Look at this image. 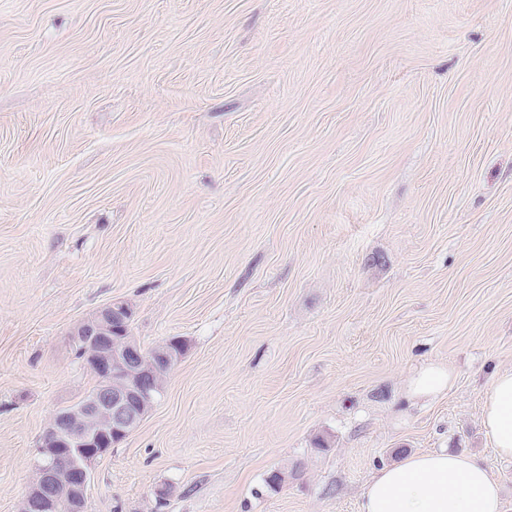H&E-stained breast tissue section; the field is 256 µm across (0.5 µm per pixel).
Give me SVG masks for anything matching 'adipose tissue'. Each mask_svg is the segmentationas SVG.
<instances>
[{
    "label": "adipose tissue",
    "instance_id": "ef3b65f1",
    "mask_svg": "<svg viewBox=\"0 0 512 512\" xmlns=\"http://www.w3.org/2000/svg\"><path fill=\"white\" fill-rule=\"evenodd\" d=\"M481 423L496 453L512 459V369L495 373ZM360 512H502L500 484L473 457L446 450L410 454L367 481Z\"/></svg>",
    "mask_w": 512,
    "mask_h": 512
}]
</instances>
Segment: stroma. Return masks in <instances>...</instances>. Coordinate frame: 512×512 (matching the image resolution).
<instances>
[{"label": "stroma", "instance_id": "stroma-1", "mask_svg": "<svg viewBox=\"0 0 512 512\" xmlns=\"http://www.w3.org/2000/svg\"><path fill=\"white\" fill-rule=\"evenodd\" d=\"M113 302L184 352L88 512H359L440 448L512 512V0H0V512ZM451 379L448 369L440 365H428L413 375L410 389L415 396L431 397L448 389ZM481 423L496 453L512 459V369L495 373L484 398Z\"/></svg>", "mask_w": 512, "mask_h": 512}]
</instances>
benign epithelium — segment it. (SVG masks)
Instances as JSON below:
<instances>
[{"mask_svg": "<svg viewBox=\"0 0 512 512\" xmlns=\"http://www.w3.org/2000/svg\"><path fill=\"white\" fill-rule=\"evenodd\" d=\"M132 316L125 303H111L73 331L90 370L103 386L74 411L56 413L42 436L45 462L32 481L21 512H87L91 464L136 429L153 407L157 376L175 356L161 345L150 352L127 336Z\"/></svg>", "mask_w": 512, "mask_h": 512, "instance_id": "7a95c632", "label": "benign epithelium"}]
</instances>
